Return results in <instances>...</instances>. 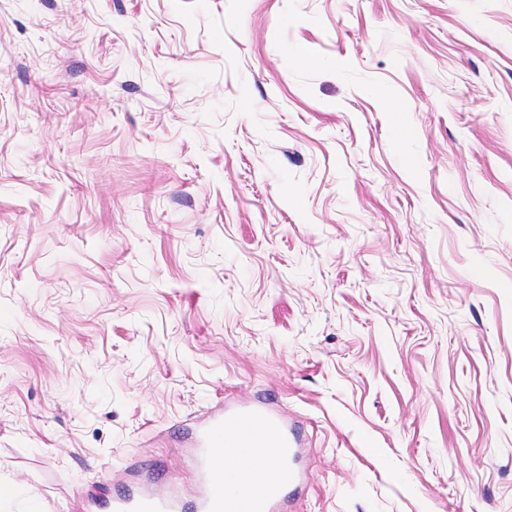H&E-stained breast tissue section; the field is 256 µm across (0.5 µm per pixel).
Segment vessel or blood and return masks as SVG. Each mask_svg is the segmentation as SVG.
<instances>
[{"mask_svg":"<svg viewBox=\"0 0 512 512\" xmlns=\"http://www.w3.org/2000/svg\"><path fill=\"white\" fill-rule=\"evenodd\" d=\"M207 448L203 490L194 512H276L287 490L296 488L302 476L291 460L294 442L282 423L271 413L253 407L239 409L233 424L215 417L200 435ZM264 444L274 450V460L265 478L253 482L250 471L224 466L218 449L247 453L250 445ZM113 512H184L176 497L151 492L126 493L112 501Z\"/></svg>","mask_w":512,"mask_h":512,"instance_id":"1","label":"vessel or blood"}]
</instances>
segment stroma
Wrapping results in <instances>:
<instances>
[{"mask_svg": "<svg viewBox=\"0 0 512 512\" xmlns=\"http://www.w3.org/2000/svg\"><path fill=\"white\" fill-rule=\"evenodd\" d=\"M239 404L282 512H512V0H0V512Z\"/></svg>", "mask_w": 512, "mask_h": 512, "instance_id": "obj_1", "label": "stroma"}]
</instances>
